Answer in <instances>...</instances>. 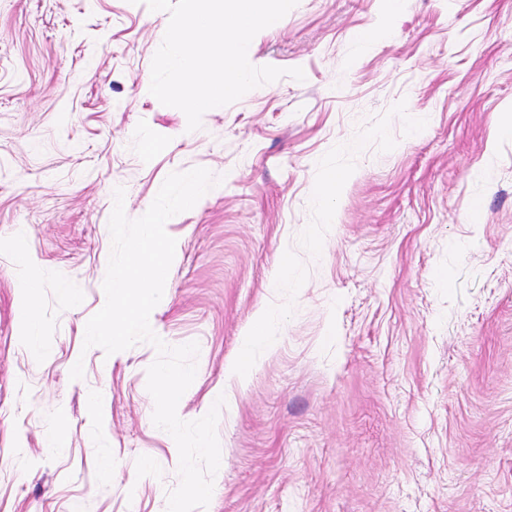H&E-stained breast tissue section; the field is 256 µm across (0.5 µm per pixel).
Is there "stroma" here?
<instances>
[{
  "instance_id": "stroma-1",
  "label": "stroma",
  "mask_w": 512,
  "mask_h": 512,
  "mask_svg": "<svg viewBox=\"0 0 512 512\" xmlns=\"http://www.w3.org/2000/svg\"><path fill=\"white\" fill-rule=\"evenodd\" d=\"M168 23L141 0H0V512H167L157 351L83 342L115 188L136 219L195 167L221 183L167 221L150 325L199 345L182 420L226 399L205 512H512V0H299L248 59L304 81L192 132L149 92ZM28 283H39V279L34 275H28L21 283L22 302L21 310L26 312L25 320L21 321L24 335L27 336L32 342H38L42 336V330L39 322V314L37 307V297L35 294L30 293L25 285Z\"/></svg>"
}]
</instances>
